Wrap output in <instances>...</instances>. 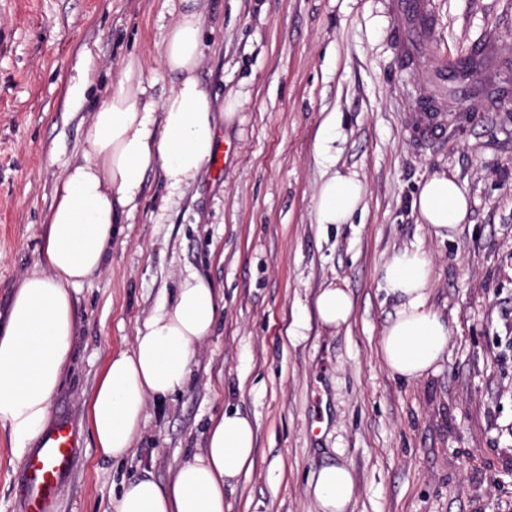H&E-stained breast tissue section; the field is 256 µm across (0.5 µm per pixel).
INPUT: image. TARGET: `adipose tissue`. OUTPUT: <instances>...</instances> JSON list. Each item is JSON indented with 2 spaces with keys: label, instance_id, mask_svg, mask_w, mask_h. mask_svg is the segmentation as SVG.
<instances>
[{
  "label": "adipose tissue",
  "instance_id": "ef3b65f1",
  "mask_svg": "<svg viewBox=\"0 0 512 512\" xmlns=\"http://www.w3.org/2000/svg\"><path fill=\"white\" fill-rule=\"evenodd\" d=\"M204 0H179L159 53L168 91L154 98V81L140 59L129 58L117 80L94 102L80 156L54 190L36 270L16 290L0 325V428L16 452L43 433L72 351L73 292L97 275L112 249L117 224L137 209L148 173H159L167 197L178 196L214 161L219 121H232L238 96L223 114L203 87ZM363 183L336 174L317 189L316 221L345 224L362 202ZM413 208L428 232L450 237L466 223L469 202L444 173L425 180ZM432 259L418 249L395 252L380 271V284L398 307L381 336V357L393 376L406 381L435 371L448 351L452 329L429 303ZM221 300L210 281L182 277L168 303L136 329L129 349L110 354L87 402L100 453L120 461L133 449L148 401H162L188 382L197 345L212 336ZM326 329L353 314L350 294L336 285L316 299ZM256 428L240 409L228 408L210 425L206 446L182 462L160 486L147 478L123 483L112 512H224V492L255 463ZM319 512H348L356 500L351 468L323 465L312 484Z\"/></svg>",
  "mask_w": 512,
  "mask_h": 512
}]
</instances>
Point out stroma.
<instances>
[{
    "label": "stroma",
    "mask_w": 512,
    "mask_h": 512,
    "mask_svg": "<svg viewBox=\"0 0 512 512\" xmlns=\"http://www.w3.org/2000/svg\"><path fill=\"white\" fill-rule=\"evenodd\" d=\"M392 0H208L198 74L211 95L241 92L217 155L166 205L149 173L104 266L74 294L72 359L50 419L78 439L53 512H109L123 482L165 485L205 445L224 409L256 426L251 474L224 512H317L324 464L352 469V512H512V103L484 89L512 64V0H429L403 65ZM170 0H0V320L34 270L54 188L84 145L96 91L135 56L157 83ZM487 50L488 69L452 93L442 58ZM92 71L95 89L83 85ZM468 122L420 144L421 100ZM453 176L470 205L451 238L412 207L432 174ZM365 185L349 223L315 221L314 194L334 174ZM433 259L430 302L448 319V355L429 377H394L380 352L398 302L379 286L398 249ZM196 273L222 309L185 387L148 403L129 457L102 459L86 400L108 356ZM346 289L354 311L330 331L321 288ZM22 460L0 429V512H25Z\"/></svg>",
    "instance_id": "stroma-1"
}]
</instances>
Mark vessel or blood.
Masks as SVG:
<instances>
[{"label": "vessel or blood", "instance_id": "vessel-or-blood-1", "mask_svg": "<svg viewBox=\"0 0 512 512\" xmlns=\"http://www.w3.org/2000/svg\"><path fill=\"white\" fill-rule=\"evenodd\" d=\"M428 8L427 0H402L392 15L396 30H405L408 23L422 19ZM452 114L419 112L412 127L422 143L436 140L451 124ZM76 438L67 421H58L43 436L39 448L21 466V483L28 507L37 512H50L61 483L70 475L75 464Z\"/></svg>", "mask_w": 512, "mask_h": 512}]
</instances>
